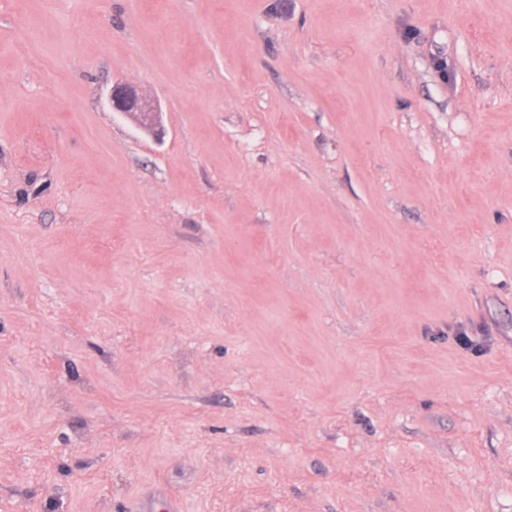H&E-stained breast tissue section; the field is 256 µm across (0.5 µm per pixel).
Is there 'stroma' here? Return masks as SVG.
Returning a JSON list of instances; mask_svg holds the SVG:
<instances>
[{
  "label": "stroma",
  "instance_id": "stroma-1",
  "mask_svg": "<svg viewBox=\"0 0 512 512\" xmlns=\"http://www.w3.org/2000/svg\"><path fill=\"white\" fill-rule=\"evenodd\" d=\"M169 503L512 512V0H0V512ZM109 102L114 112L135 117L147 130L154 131L158 125V107L140 95L137 88L130 83L116 81L112 85Z\"/></svg>",
  "mask_w": 512,
  "mask_h": 512
}]
</instances>
